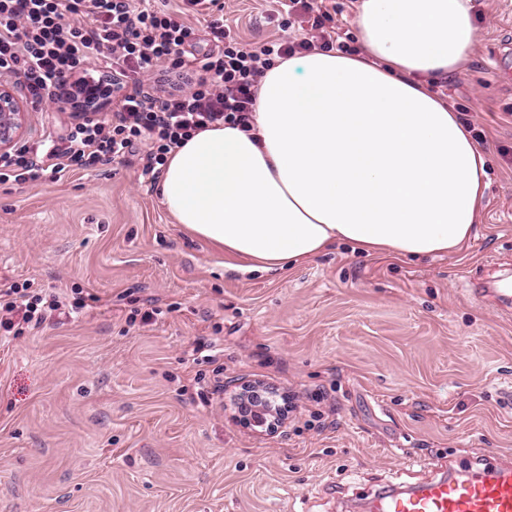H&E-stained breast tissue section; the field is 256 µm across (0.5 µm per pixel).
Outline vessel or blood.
<instances>
[{
  "mask_svg": "<svg viewBox=\"0 0 512 512\" xmlns=\"http://www.w3.org/2000/svg\"><path fill=\"white\" fill-rule=\"evenodd\" d=\"M370 512H512V463L490 455L448 466L446 476L411 488H389Z\"/></svg>",
  "mask_w": 512,
  "mask_h": 512,
  "instance_id": "obj_1",
  "label": "vessel or blood"
}]
</instances>
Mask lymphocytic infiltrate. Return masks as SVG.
Wrapping results in <instances>:
<instances>
[{"instance_id":"lymphocytic-infiltrate-1","label":"lymphocytic infiltrate","mask_w":512,"mask_h":512,"mask_svg":"<svg viewBox=\"0 0 512 512\" xmlns=\"http://www.w3.org/2000/svg\"><path fill=\"white\" fill-rule=\"evenodd\" d=\"M276 12L297 36L249 43L225 23L223 0H0V76L22 78L33 111L73 102L63 131L0 154V183L57 181L139 153L144 174L160 176L195 133L220 124L250 131L258 84L274 60L315 50L357 54L328 5L280 0ZM190 15L221 47L186 71L196 38ZM88 73L111 87L112 116L83 110L77 80ZM85 306L30 280L13 283L0 287V332L18 336Z\"/></svg>"}]
</instances>
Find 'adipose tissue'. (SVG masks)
Masks as SVG:
<instances>
[{"label":"adipose tissue","mask_w":512,"mask_h":512,"mask_svg":"<svg viewBox=\"0 0 512 512\" xmlns=\"http://www.w3.org/2000/svg\"><path fill=\"white\" fill-rule=\"evenodd\" d=\"M355 25L360 55L266 72L253 131L212 127L170 153L162 204L230 269L276 273L339 242L444 255L470 238L485 152L429 87L477 42L466 0H359Z\"/></svg>","instance_id":"ef3b65f1"}]
</instances>
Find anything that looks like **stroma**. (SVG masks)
<instances>
[{
    "label": "stroma",
    "instance_id": "stroma-1",
    "mask_svg": "<svg viewBox=\"0 0 512 512\" xmlns=\"http://www.w3.org/2000/svg\"><path fill=\"white\" fill-rule=\"evenodd\" d=\"M469 4L478 41L441 82L485 133L488 189L456 253L339 244L277 276L228 272L139 157L0 183V285L89 298L0 341V512H365L448 458H512V313L468 293L512 283V81L496 76L512 70V0ZM268 8L224 0V20L275 38ZM253 381L295 397L278 432L229 406Z\"/></svg>",
    "mask_w": 512,
    "mask_h": 512
}]
</instances>
